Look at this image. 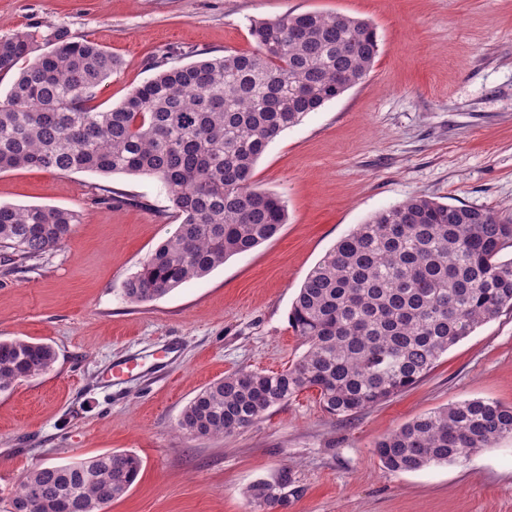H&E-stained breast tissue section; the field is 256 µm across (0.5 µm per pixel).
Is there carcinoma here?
Here are the masks:
<instances>
[{"mask_svg":"<svg viewBox=\"0 0 512 512\" xmlns=\"http://www.w3.org/2000/svg\"><path fill=\"white\" fill-rule=\"evenodd\" d=\"M257 49L155 73L115 107L94 104L122 62L64 28L0 38V173L41 169L150 176L181 219L141 270L122 284L140 304L199 279L275 236L284 201L253 181L257 162L284 130L360 83L379 54L374 26L320 12L250 20ZM74 210L0 205V258L36 260L61 247ZM512 224L491 210L414 195L372 214L306 277L289 322L307 349L276 373L241 369L201 390L178 428L195 439L232 435L306 390L350 417L408 389L450 347L512 309ZM45 343L0 340V391L47 371ZM512 437V407L469 399L422 414L376 444L391 472L466 460ZM141 459L112 451L65 466H39L11 512H106L129 491ZM288 474L248 491L260 508L283 502Z\"/></svg>","mask_w":512,"mask_h":512,"instance_id":"obj_1","label":"carcinoma"}]
</instances>
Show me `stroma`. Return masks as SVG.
<instances>
[{
	"mask_svg": "<svg viewBox=\"0 0 512 512\" xmlns=\"http://www.w3.org/2000/svg\"><path fill=\"white\" fill-rule=\"evenodd\" d=\"M371 22L369 75L283 131L254 170L284 201L276 236L146 304L122 283L176 230L163 184L124 174L0 173V203L80 216L69 239L0 268V339L52 345L45 373L0 392V512L33 468L113 450L142 461L108 512H251L249 488L288 474L266 512H512V438L459 464L394 473L375 444L449 403L512 406V311L452 346L390 399L341 419L305 391L227 437L177 430L184 406L239 369L278 372L305 346L288 315L325 253L374 212L423 194L512 220V0H0V36L66 28L119 57L98 88L118 105L162 57L254 50L253 18Z\"/></svg>",
	"mask_w": 512,
	"mask_h": 512,
	"instance_id": "stroma-1",
	"label": "stroma"
}]
</instances>
